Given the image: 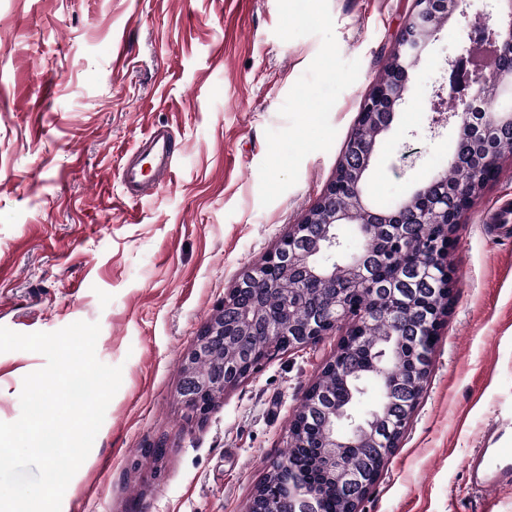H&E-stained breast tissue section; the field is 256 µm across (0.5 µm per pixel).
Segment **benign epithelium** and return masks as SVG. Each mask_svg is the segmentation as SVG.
<instances>
[{
    "label": "benign epithelium",
    "instance_id": "1",
    "mask_svg": "<svg viewBox=\"0 0 512 512\" xmlns=\"http://www.w3.org/2000/svg\"><path fill=\"white\" fill-rule=\"evenodd\" d=\"M487 8L466 20L465 28L475 31L491 42L495 50V65L489 70L471 72L475 92L453 98V110L439 114L435 123L453 118L466 121L475 113L486 86L505 88L512 95V0H487ZM465 15L462 0H414L394 55L398 68L391 78L373 85L366 95L357 127L375 124L377 134L387 132L394 121L396 107L404 99L408 70L404 62H415L429 45L437 28L431 19L445 23L454 14ZM469 47L461 40L457 55L448 58L451 73L462 70ZM377 138L368 139L353 131L349 150L357 157L355 170L338 167L335 178L326 186L317 203L302 221L292 224L275 249L268 252L261 265L246 272L224 294V303L201 327L193 349L186 358L180 394L187 411L194 417L207 416L228 388L250 376L271 350L299 348L332 336L341 325H347L336 357L326 363L323 371L332 373L344 368L345 351L360 346L372 359L370 375L384 381L379 405L362 419L349 413L350 407L328 404L326 392L314 383L305 393L291 422V447L303 446L302 431L312 412L324 417L322 434L324 456L332 473L317 484L310 474L273 468L272 480L262 485L258 493L267 494L273 502L267 507L252 506L253 512H322L325 494L340 493L347 499V512H358L359 504L380 474L378 469L352 470L345 465L346 449L374 447L388 455L397 447L403 430L389 425V413L402 409L408 420L422 390V383L412 381L400 387L389 382L388 364L400 361V327L402 311L389 308L388 336L370 339L367 330L370 314L360 313L349 319L353 296H364L374 281L385 276L391 283L389 292L404 281L402 271L411 269L422 280L431 279L434 290L443 294L438 302L428 301L429 314L417 331V336L437 338L442 317L451 298L452 272L447 262L448 242L461 212L472 201L489 175L497 172L499 154L489 152L476 162L472 184L458 189L456 199L435 196L426 182L401 201L398 210L385 215L374 207L365 193V183L376 154ZM342 197L351 199L347 206L336 204ZM354 224L360 234L374 238L381 224L394 226L392 250L387 265L375 268L365 261L362 253L336 260L341 241L338 226ZM410 224H430L435 232L428 240H417L407 232ZM281 290L284 300L273 309L263 300L264 295ZM210 358L220 364L209 374L197 371V362Z\"/></svg>",
    "mask_w": 512,
    "mask_h": 512
}]
</instances>
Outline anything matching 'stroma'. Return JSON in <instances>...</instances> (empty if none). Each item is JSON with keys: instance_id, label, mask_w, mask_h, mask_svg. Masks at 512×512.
Segmentation results:
<instances>
[{"instance_id": "obj_1", "label": "stroma", "mask_w": 512, "mask_h": 512, "mask_svg": "<svg viewBox=\"0 0 512 512\" xmlns=\"http://www.w3.org/2000/svg\"><path fill=\"white\" fill-rule=\"evenodd\" d=\"M414 0H0V326H100L121 366L61 512H247L290 421L336 354L330 336L276 352L205 419L185 358L224 301L315 204ZM460 17L417 60L377 142L371 202L446 169L457 123L432 126ZM176 141L157 193L118 172L154 127ZM512 156L462 213L453 302L415 412L361 512H512L474 489L466 456L512 427ZM43 355L0 353V421L21 414ZM164 452L151 454L153 446Z\"/></svg>"}]
</instances>
